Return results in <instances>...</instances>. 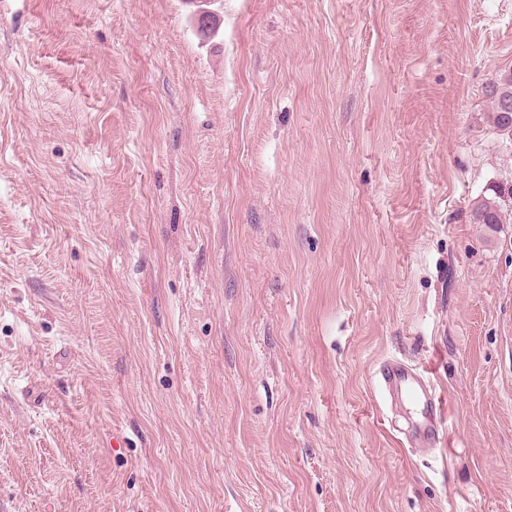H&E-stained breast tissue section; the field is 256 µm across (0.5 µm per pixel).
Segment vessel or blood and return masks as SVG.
I'll list each match as a JSON object with an SVG mask.
<instances>
[{"mask_svg": "<svg viewBox=\"0 0 512 512\" xmlns=\"http://www.w3.org/2000/svg\"><path fill=\"white\" fill-rule=\"evenodd\" d=\"M379 374L390 393L411 398L418 404L420 415L411 425L414 433L423 438L431 435L440 409V400L434 389L424 385L419 375L408 371L398 360L384 363Z\"/></svg>", "mask_w": 512, "mask_h": 512, "instance_id": "1", "label": "vessel or blood"}]
</instances>
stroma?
<instances>
[{"label":"stroma","instance_id":"1","mask_svg":"<svg viewBox=\"0 0 512 512\" xmlns=\"http://www.w3.org/2000/svg\"><path fill=\"white\" fill-rule=\"evenodd\" d=\"M510 69L512 0H0V512H512ZM510 72V73H509ZM489 96L492 102L493 128L502 135L512 136V118H508L502 110V102L505 99L512 100V71L502 73L491 86ZM486 192L492 194L491 198L483 196L472 208V219L473 223L485 224L487 228L494 231L499 227L500 224H507V214H504L505 195L512 200V184L502 186L500 184H493L489 186ZM379 374L385 388L397 396L412 398L420 408V417L413 421L410 428L419 437H428L433 433L440 400L431 386L424 385L415 373L398 360L384 363Z\"/></svg>","mask_w":512,"mask_h":512}]
</instances>
